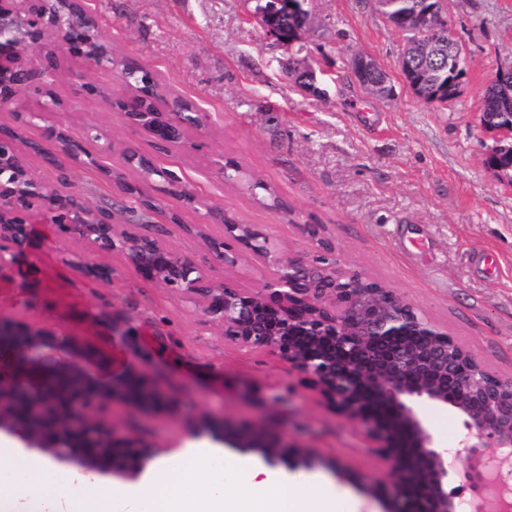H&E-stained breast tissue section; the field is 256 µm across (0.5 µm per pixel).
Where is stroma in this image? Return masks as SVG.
Here are the masks:
<instances>
[{"mask_svg":"<svg viewBox=\"0 0 512 512\" xmlns=\"http://www.w3.org/2000/svg\"><path fill=\"white\" fill-rule=\"evenodd\" d=\"M103 37L126 61L148 66L169 92L194 102L200 127L184 146L163 153L129 125L112 103L124 93L119 71H88L64 57L54 82L62 106L51 123L75 139L89 129L111 142L154 157L212 208L203 216L165 195L151 225L179 213L164 241L218 282L245 288L266 268L243 255L225 266L205 235L222 233L220 215L258 225L279 255L308 260L328 240L339 265L394 289L429 320L447 327L497 374L512 376V183L486 158L507 137L482 123L483 92L496 71L512 69V0H446L445 18L459 44L464 74L456 98L435 104L417 96L399 61L403 34L381 14L377 0H308L309 24L284 47L266 38L252 15L257 0H86ZM371 56L392 92L377 96L355 79V54ZM318 70L319 92L290 83L289 63ZM99 89L81 90L84 76ZM47 123L19 126L16 108L0 107V126L20 128L40 144L29 153L33 172L61 179L86 203L133 206L124 192L137 174L113 164L73 162L47 135ZM234 162L262 186L249 190L217 172ZM270 186L283 205L263 201ZM204 224V234L192 227ZM79 243L51 224L33 225L27 248L0 265V315L47 327L91 356L103 377L148 376L155 390L178 401L148 411L117 403L109 417L121 434L163 445V458L193 448L239 457L192 435L201 416L253 419L279 430L312 453L289 476L316 475L348 497L389 512L391 483L362 429L323 403L273 351L234 344L220 324L117 254L103 256L111 283L73 267ZM425 421L441 451H454L464 432L451 409L428 406Z\"/></svg>","mask_w":512,"mask_h":512,"instance_id":"stroma-1","label":"stroma"}]
</instances>
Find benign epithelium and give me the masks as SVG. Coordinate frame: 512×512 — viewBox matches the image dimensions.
Segmentation results:
<instances>
[{
    "instance_id": "benign-epithelium-1",
    "label": "benign epithelium",
    "mask_w": 512,
    "mask_h": 512,
    "mask_svg": "<svg viewBox=\"0 0 512 512\" xmlns=\"http://www.w3.org/2000/svg\"><path fill=\"white\" fill-rule=\"evenodd\" d=\"M304 4L276 2L281 13L303 24L308 20ZM59 54L80 57L95 70L118 67L112 44L101 36L85 0H0L1 107L34 92L47 97L43 109L19 117L25 124L47 120L59 105L50 89L56 67L49 65ZM353 70L378 93L387 92L384 72L372 58L354 59ZM158 94V84L138 88L118 107L130 125L162 148L201 126L202 113L180 96L168 94L158 102ZM50 133L81 162L83 142L63 130ZM121 164L138 174L139 184L127 186V192L142 207L158 206L140 189L157 178L167 194L190 206L204 205L174 172L143 154L128 150ZM36 217L82 244L70 263L85 275L112 281V266L97 258L117 253L135 271L224 325L225 339L277 352L321 400L365 429L392 481L390 512H457L448 493L454 468L462 470L487 512H512V378L489 370L448 329L392 289L338 269L329 258V243H321L323 254L310 261L279 258L268 235L253 224L228 222L220 237L206 234L199 224V235L224 265L236 266L243 250L273 264L259 288L217 282L169 249L160 230L145 233L116 224L104 209L80 201L68 184L36 176L18 133L0 127V265L27 243ZM117 401L142 408L163 403L145 378L100 377L86 354L75 346L63 348L51 330L0 316V434L83 475L102 473L110 462L112 475L135 480L160 449L117 433L106 418ZM428 403L449 405L464 417L466 433L453 464L435 449L420 415ZM193 433L254 451L269 462L311 460L305 448L288 455L283 434L253 421L215 423L202 417Z\"/></svg>"
}]
</instances>
